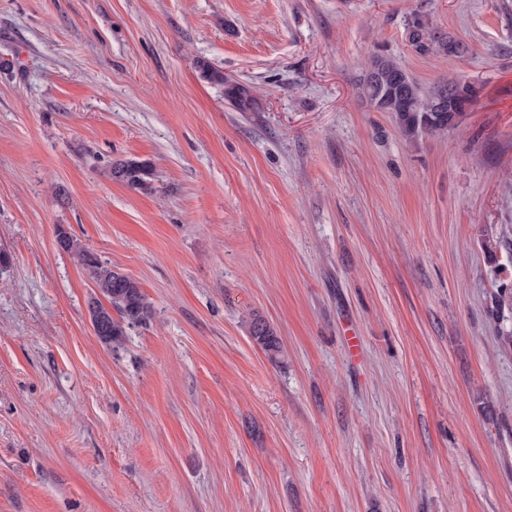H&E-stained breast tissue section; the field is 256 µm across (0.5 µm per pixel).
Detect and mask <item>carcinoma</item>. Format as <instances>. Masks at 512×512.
Listing matches in <instances>:
<instances>
[{
  "instance_id": "obj_1",
  "label": "carcinoma",
  "mask_w": 512,
  "mask_h": 512,
  "mask_svg": "<svg viewBox=\"0 0 512 512\" xmlns=\"http://www.w3.org/2000/svg\"><path fill=\"white\" fill-rule=\"evenodd\" d=\"M435 27L428 16L420 11L413 13L405 25V39L413 51L422 56L462 55L467 46L450 34L437 40L432 37ZM204 79L224 85V97L239 112L254 108V97L249 88L224 77V72L208 63L199 65ZM362 94L377 112H388L400 132L408 138L422 134L443 136L458 127L461 117L477 97V88L470 83L438 82L428 87L418 82L393 57L379 54L373 57L368 69L360 78ZM443 111H435L434 104L443 92ZM113 179L128 187L148 192L152 190L153 167L146 161L121 160L112 166ZM58 242L63 250L71 253L95 283L99 295L88 303L89 314L97 317L95 335L113 348L123 346L127 329L147 323L153 307L140 283L124 273L121 268L101 262L73 238L61 231ZM117 316H112V313ZM253 342L270 358L281 353V343L276 329L266 320L257 317L249 324Z\"/></svg>"
}]
</instances>
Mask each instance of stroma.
<instances>
[{"mask_svg": "<svg viewBox=\"0 0 512 512\" xmlns=\"http://www.w3.org/2000/svg\"><path fill=\"white\" fill-rule=\"evenodd\" d=\"M380 53L459 126L375 111ZM1 60L0 512H512V0H0ZM62 230L154 307L119 349ZM428 16L420 11L414 12L405 25V39L416 54L430 55H462L467 52V46L456 40L449 33H444L441 40L432 37L435 30ZM362 94L378 112H389L400 132L408 138L422 134L443 136L458 127L478 90L471 83L438 82L428 87L418 82L390 55L373 57L360 78ZM448 87L443 112L434 104ZM199 68L204 79L224 85V97L237 111L251 112L253 110L255 100L247 86L224 78V72L208 63H200ZM113 179L142 192L152 190L153 167L149 162L133 159L121 160L112 166ZM249 334L253 342L271 359H276L281 353V343L276 329L266 320L257 317L249 324Z\"/></svg>", "mask_w": 512, "mask_h": 512, "instance_id": "35a3bbf8", "label": "stroma"}]
</instances>
